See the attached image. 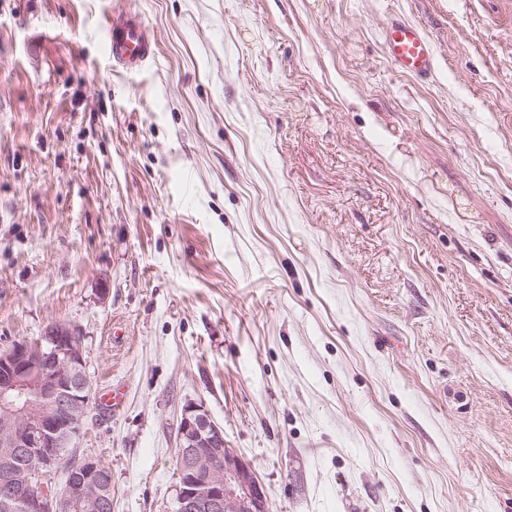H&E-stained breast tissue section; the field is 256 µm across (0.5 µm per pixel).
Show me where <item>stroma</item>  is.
Instances as JSON below:
<instances>
[{"label": "stroma", "instance_id": "35a3bbf8", "mask_svg": "<svg viewBox=\"0 0 512 512\" xmlns=\"http://www.w3.org/2000/svg\"><path fill=\"white\" fill-rule=\"evenodd\" d=\"M53 324L112 512H173L188 402L270 512H512V0H0V349ZM104 48L112 63L124 70H136L155 56L154 36L138 16L114 12L108 26ZM384 46L398 72L427 80L434 71V47L422 28L414 23L392 19L385 29Z\"/></svg>", "mask_w": 512, "mask_h": 512}]
</instances>
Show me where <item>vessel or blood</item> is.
I'll return each instance as SVG.
<instances>
[{
	"mask_svg": "<svg viewBox=\"0 0 512 512\" xmlns=\"http://www.w3.org/2000/svg\"><path fill=\"white\" fill-rule=\"evenodd\" d=\"M386 55L401 73L425 80L435 68L434 47L422 28L402 20H391L384 33ZM104 48L116 67L135 70L155 56V42L149 26L138 16L113 13L106 28Z\"/></svg>",
	"mask_w": 512,
	"mask_h": 512,
	"instance_id": "1",
	"label": "vessel or blood"
}]
</instances>
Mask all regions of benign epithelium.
I'll use <instances>...</instances> for the list:
<instances>
[{
    "instance_id": "7a95c632",
    "label": "benign epithelium",
    "mask_w": 512,
    "mask_h": 512,
    "mask_svg": "<svg viewBox=\"0 0 512 512\" xmlns=\"http://www.w3.org/2000/svg\"><path fill=\"white\" fill-rule=\"evenodd\" d=\"M81 340L50 326L32 345L0 351V500L25 512H102L112 473L82 457L55 493L42 476L75 447L92 400ZM174 512H269L265 488L194 402L182 408Z\"/></svg>"
}]
</instances>
